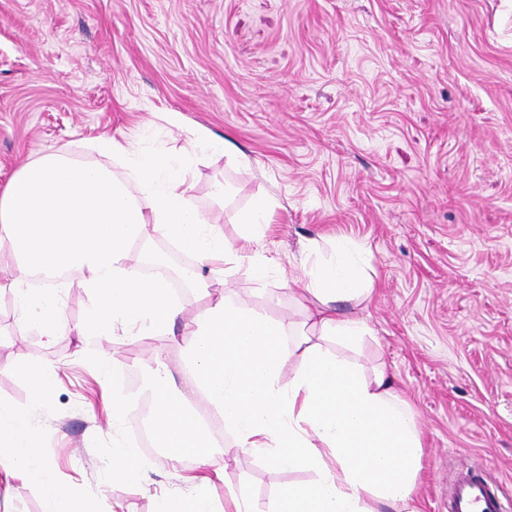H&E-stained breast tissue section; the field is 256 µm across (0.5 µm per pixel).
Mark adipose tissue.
I'll return each mask as SVG.
<instances>
[{
	"label": "adipose tissue",
	"mask_w": 512,
	"mask_h": 512,
	"mask_svg": "<svg viewBox=\"0 0 512 512\" xmlns=\"http://www.w3.org/2000/svg\"><path fill=\"white\" fill-rule=\"evenodd\" d=\"M276 203L255 196L236 215L246 234L228 245L217 219L190 204V186L173 161L145 153L125 178L105 166L46 154L23 164L0 190V249L15 258L7 276L18 317L17 336L38 332L54 343L65 324L53 288H33L36 274L53 279L76 271L94 298L76 335L93 338L123 327L130 336L176 337L177 372L190 387L180 392L163 360L142 392L120 401L125 410L149 398L153 425L176 461L179 490L156 496L155 512H415L411 506L422 469L423 444L410 404L393 387L384 366L365 372L350 352L367 336L364 323L340 315L343 302L366 300L375 284L362 248L341 238L326 259H304L307 284L295 301L305 319L298 327L215 296L193 285L204 306L180 322L181 308L165 280L143 279L128 257L145 225L176 240L215 276L247 266L255 280L275 267L265 253L264 230ZM295 332L291 348L281 341ZM291 372H284L286 359ZM206 412H199L197 402ZM220 419L235 447L269 468L308 471L309 484L278 487L265 509L243 492L225 488L209 459L216 446L208 424ZM27 411L0 401V512H15L13 480H33L43 512H80L75 496L50 472L35 443Z\"/></svg>",
	"instance_id": "obj_1"
}]
</instances>
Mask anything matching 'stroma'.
Masks as SVG:
<instances>
[{
	"instance_id": "1",
	"label": "stroma",
	"mask_w": 512,
	"mask_h": 512,
	"mask_svg": "<svg viewBox=\"0 0 512 512\" xmlns=\"http://www.w3.org/2000/svg\"><path fill=\"white\" fill-rule=\"evenodd\" d=\"M199 130L238 156L196 147ZM105 137L174 156L228 243L236 212L274 196L266 247L280 270L262 283L199 270L237 303L302 321L310 244L364 248L375 292L339 311L371 331L365 369L385 364L417 414L418 512H448L478 463L512 502V0H0V190L54 152L123 177L125 160L95 148ZM15 322L2 290L0 400L31 414L54 477L93 512H151L173 462L159 438L140 446L145 408L113 419L112 394L140 391L155 352L177 369L180 349L120 331L48 345L15 338ZM102 354L115 360L105 381ZM18 358L57 372L42 401ZM119 441L137 449L140 482L107 480ZM214 461L260 507L310 478L231 447Z\"/></svg>"
}]
</instances>
